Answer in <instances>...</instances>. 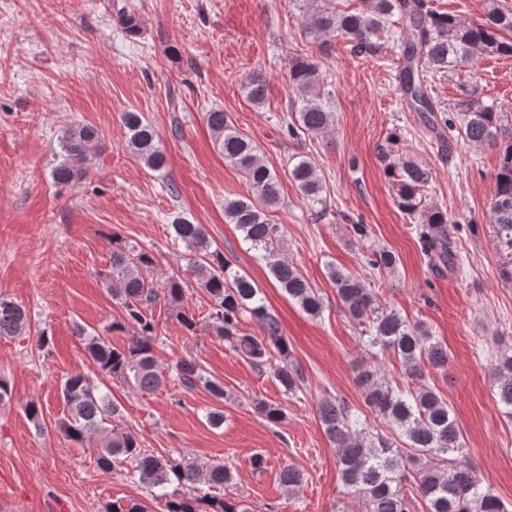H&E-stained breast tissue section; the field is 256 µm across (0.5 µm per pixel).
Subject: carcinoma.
<instances>
[{
	"mask_svg": "<svg viewBox=\"0 0 512 512\" xmlns=\"http://www.w3.org/2000/svg\"><path fill=\"white\" fill-rule=\"evenodd\" d=\"M396 24L404 39L398 73L401 89L409 104L430 115V122L448 132L459 130L472 146L499 148L491 212L498 243L512 262V113L494 103L468 96L454 103L453 117L437 115L439 107L431 96L437 74H447L459 63L477 56H512V41L501 33H512V11L505 12L489 0L485 19L469 23L455 15L431 9L426 0H363L355 13L318 11L306 21L304 31L314 38L327 37L320 44L322 54L331 50V40L341 38L357 56H374L379 51L380 33ZM290 81L301 106L292 113L288 130L309 133L327 130L334 113L326 107L318 70L298 59L290 67ZM248 99L264 101L266 81L260 72L249 75L245 85ZM127 147L145 166L160 170L165 155L158 134L138 112H125ZM207 125L215 135L224 159L246 176L250 195L224 199V214L242 232L258 256L265 260L279 287L313 317L324 308L323 298L305 274L292 263L278 258L281 226L269 215L281 203L278 176L258 157L257 146L220 109L206 113ZM101 140L100 130L77 124L63 131L62 161L53 169V179L69 184L86 173V165ZM385 174L398 188V206L405 214L424 219L420 232L426 255L442 267L455 268L458 257L448 233V214L427 209L421 189L430 180L428 171L410 160L390 163ZM291 176L304 196L320 200L322 186L314 162L300 156ZM175 238L194 254L191 272L212 302L209 318L218 336L245 359L257 366L276 357L275 376L284 391L294 393L304 381L301 369L290 360L288 340L278 318L265 304L262 290L235 269L218 250L211 249L208 234L200 224L178 220L172 224ZM397 259L393 252L372 251L367 265L384 275ZM154 259L144 249L112 239L110 268L105 279L112 299L124 310L110 329L129 333L128 343L114 346L99 336L78 329L95 368L105 377L145 394L162 388L167 378L159 370L155 355V319L152 308L160 299L173 305L183 300L184 288L171 276L159 289L149 280ZM329 278L344 314L359 328V342L368 351L397 358L406 372L421 380L418 386L401 389L380 376L372 366L357 367V379L366 393V404L387 425V430L369 429L367 418L342 399L324 398L318 417L330 443L336 448V464L347 489L362 499L364 512H512L466 461L463 434L448 401L423 383V367L443 370L448 351L417 325L410 324L394 310L376 303L373 291L361 278L334 265ZM247 313L261 325L263 336L243 335L239 316ZM30 326L26 308L0 297V336L24 333ZM175 380L185 388L203 384L213 397L224 399V386L202 373L194 360L182 359L175 366ZM494 388L502 413L512 419V347L497 350ZM61 396L66 414L58 428L81 447H95L93 454L101 469L121 468V474L150 489L151 501L159 512H252L250 505L216 489L230 486L231 468L219 461L205 466L191 458L174 457L142 446L129 430L110 426L119 406L109 393L90 383L83 374L65 378ZM280 481L293 491L302 474L289 465ZM103 512H153L144 502L117 498L105 504Z\"/></svg>",
	"mask_w": 512,
	"mask_h": 512,
	"instance_id": "1",
	"label": "carcinoma"
}]
</instances>
